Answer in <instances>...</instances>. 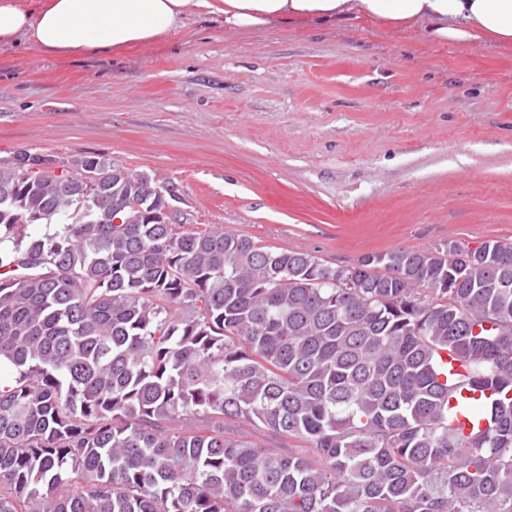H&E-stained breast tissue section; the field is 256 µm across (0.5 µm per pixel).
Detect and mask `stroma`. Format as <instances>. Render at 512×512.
<instances>
[{
    "mask_svg": "<svg viewBox=\"0 0 512 512\" xmlns=\"http://www.w3.org/2000/svg\"><path fill=\"white\" fill-rule=\"evenodd\" d=\"M22 148L158 173L184 230L336 264L512 242V47L214 16L118 54L1 45L0 158Z\"/></svg>",
    "mask_w": 512,
    "mask_h": 512,
    "instance_id": "stroma-1",
    "label": "stroma"
}]
</instances>
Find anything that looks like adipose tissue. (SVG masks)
I'll list each match as a JSON object with an SVG mask.
<instances>
[{
    "label": "adipose tissue",
    "mask_w": 512,
    "mask_h": 512,
    "mask_svg": "<svg viewBox=\"0 0 512 512\" xmlns=\"http://www.w3.org/2000/svg\"><path fill=\"white\" fill-rule=\"evenodd\" d=\"M200 14L232 31L355 18L439 44L512 46V0H0V44L96 55L166 37Z\"/></svg>",
    "instance_id": "ef3b65f1"
}]
</instances>
